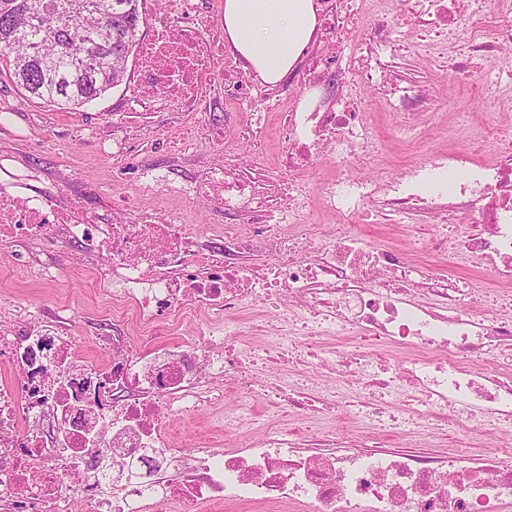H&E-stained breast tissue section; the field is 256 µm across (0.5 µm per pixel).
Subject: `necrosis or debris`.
<instances>
[{
	"label": "necrosis or debris",
	"instance_id": "4bbe7bcc",
	"mask_svg": "<svg viewBox=\"0 0 512 512\" xmlns=\"http://www.w3.org/2000/svg\"><path fill=\"white\" fill-rule=\"evenodd\" d=\"M457 2L416 0L406 18L392 13V0H316L319 26L296 75L319 96L298 97L284 112L279 89L225 45L221 14L200 28H157L140 49L138 99L155 93L189 104L209 99L220 83L226 131L248 138L257 153L272 139L281 143L270 175L230 161L180 185H152L153 193L176 191L223 211L221 238L201 240L189 229L191 214L161 208L89 215L58 191L27 192L0 164V244L23 249L56 230L87 257L104 259L97 285L123 304L142 343L151 345L161 319L203 312L208 336L224 346L215 357L181 344L140 357L129 337L116 336L112 359L101 364L77 357L74 336L35 321L19 335L1 332L0 362L13 373L0 384V512H71L76 498L82 512H155L163 504L196 512L211 501L257 512H504L511 453L375 451L352 434L295 435L277 422L288 409L331 417L343 410L394 437L424 439L443 413L462 436L476 425L512 426V295L474 311L446 267L425 271L409 259L441 253L493 285L512 286V123L498 115L451 130L453 146L425 155L436 105L394 69L413 48L450 66L437 51L457 21ZM368 14L380 22L363 36ZM409 21L418 30L412 46L398 34ZM461 33L471 50L452 66L463 71L481 60L487 89L497 91L512 76V20L489 35L473 25ZM358 75L381 79L377 97L363 96ZM257 98L277 111L276 128L265 114L244 118ZM376 109L393 116L395 136L418 154L359 177L376 147ZM491 135L502 148L486 160L475 146ZM323 153L335 172L312 193L298 172ZM322 212L336 224L332 236L320 231ZM363 223L390 225L409 242L370 243ZM419 223L433 226L430 237L417 236ZM260 306L275 315L254 325L256 340L223 329L224 314ZM290 363L326 371L336 390L279 378ZM213 379L242 395L224 410L226 449L198 440L188 456L169 457L171 430L159 405L195 407ZM255 401L269 413L262 438L237 445Z\"/></svg>",
	"mask_w": 512,
	"mask_h": 512
}]
</instances>
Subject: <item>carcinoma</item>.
Returning <instances> with one entry per match:
<instances>
[{
	"label": "carcinoma",
	"mask_w": 512,
	"mask_h": 512,
	"mask_svg": "<svg viewBox=\"0 0 512 512\" xmlns=\"http://www.w3.org/2000/svg\"><path fill=\"white\" fill-rule=\"evenodd\" d=\"M140 0H0V78L61 110L122 81Z\"/></svg>",
	"instance_id": "cac0c4a2"
}]
</instances>
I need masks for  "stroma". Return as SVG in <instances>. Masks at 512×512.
Wrapping results in <instances>:
<instances>
[{
  "mask_svg": "<svg viewBox=\"0 0 512 512\" xmlns=\"http://www.w3.org/2000/svg\"><path fill=\"white\" fill-rule=\"evenodd\" d=\"M138 54H131L125 81L95 102L65 112L30 98L12 82L0 80V154L10 157L21 169L38 174V186L54 185L64 198L78 199L91 213L112 210L114 195L153 175L176 183L183 182L203 167L236 155L257 173L271 169L273 155H251L248 147L224 130V114L209 113V138L182 153H174L170 139L178 137L190 120V112L167 103L141 109L133 93L137 83ZM408 77L426 89L431 98L456 101L459 116L475 121L487 112L512 117V101L499 99L484 90L482 73L462 76L456 71H438L424 55L413 53L399 59ZM167 133V141L157 140L154 130ZM124 147L122 162L103 155L102 144ZM137 204H157L179 212L191 209V232L209 238L224 226L222 213L204 203H188L180 194L142 193ZM33 259L20 262L14 248L0 245V327H14L16 306H27L43 324L66 325L76 333L78 355L104 360L100 344L112 332L133 335L134 330L112 315L111 303L96 286L97 263L80 247L56 234L32 246ZM237 395L221 399L172 417V453L182 456L190 439L208 440L216 451H223L224 431L217 418L225 405L236 403Z\"/></svg>",
  "mask_w": 512,
  "mask_h": 512,
  "instance_id": "1",
  "label": "stroma"
}]
</instances>
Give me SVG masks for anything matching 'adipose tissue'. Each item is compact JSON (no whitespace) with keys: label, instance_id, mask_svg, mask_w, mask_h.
Here are the masks:
<instances>
[{"label":"adipose tissue","instance_id":"1","mask_svg":"<svg viewBox=\"0 0 512 512\" xmlns=\"http://www.w3.org/2000/svg\"><path fill=\"white\" fill-rule=\"evenodd\" d=\"M224 37L269 84L295 69L316 32L314 0H223Z\"/></svg>","mask_w":512,"mask_h":512}]
</instances>
